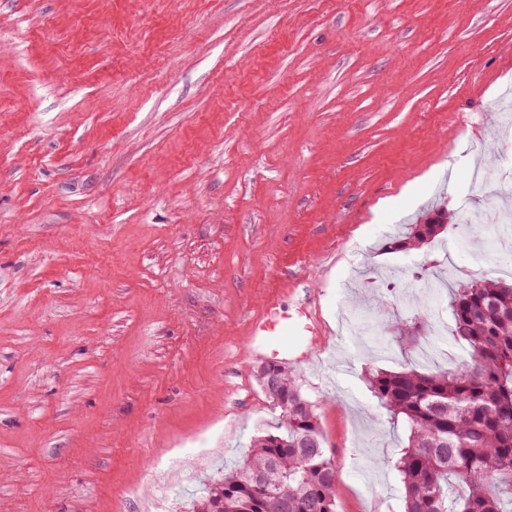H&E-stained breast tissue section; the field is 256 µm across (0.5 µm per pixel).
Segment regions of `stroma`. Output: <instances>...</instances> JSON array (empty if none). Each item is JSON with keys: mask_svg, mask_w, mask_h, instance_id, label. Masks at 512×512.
<instances>
[{"mask_svg": "<svg viewBox=\"0 0 512 512\" xmlns=\"http://www.w3.org/2000/svg\"><path fill=\"white\" fill-rule=\"evenodd\" d=\"M512 0H0V512H191L274 414L265 301L322 334L288 357L336 512H404L407 440L371 368L455 369L441 302L512 280ZM435 303L432 358L382 348ZM428 219H438L442 221L443 224H439L437 220H429L427 222L428 225L426 226L424 224H407L405 232L397 233L396 235L392 236L391 241L388 243L390 250L410 252L420 249L424 245H428L437 240L439 236L446 230L449 224H465V220L457 212H451L444 209H438L434 211V213L429 216ZM434 224H438V230L429 232L427 235H424L423 227L425 226V228L428 229L433 227L436 228L437 225Z\"/></svg>", "mask_w": 512, "mask_h": 512, "instance_id": "1", "label": "stroma"}]
</instances>
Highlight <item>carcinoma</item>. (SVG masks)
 <instances>
[{
    "label": "carcinoma",
    "mask_w": 512,
    "mask_h": 512,
    "mask_svg": "<svg viewBox=\"0 0 512 512\" xmlns=\"http://www.w3.org/2000/svg\"><path fill=\"white\" fill-rule=\"evenodd\" d=\"M438 230L409 224L392 236V251L410 252L464 223L438 209ZM452 331L468 348L460 371L424 373L370 370L366 381L408 443L395 468L403 483L404 512H512V282L478 279L448 291ZM415 320L396 325L390 339L417 346ZM280 410L274 430L256 436L246 457L205 488L193 512H336V463L324 448L314 404L296 377L279 371Z\"/></svg>",
    "instance_id": "cac0c4a2"
}]
</instances>
